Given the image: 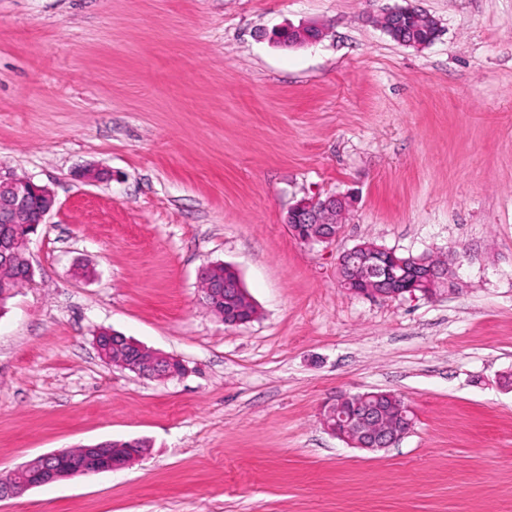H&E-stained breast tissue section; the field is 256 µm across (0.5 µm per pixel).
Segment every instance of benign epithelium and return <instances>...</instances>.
Wrapping results in <instances>:
<instances>
[{"instance_id": "benign-epithelium-1", "label": "benign epithelium", "mask_w": 512, "mask_h": 512, "mask_svg": "<svg viewBox=\"0 0 512 512\" xmlns=\"http://www.w3.org/2000/svg\"><path fill=\"white\" fill-rule=\"evenodd\" d=\"M380 26L398 42L424 48L434 43L442 33L439 21L413 7H392L379 19ZM427 24L430 40L416 37L402 38L400 33L413 30L414 24ZM278 42L312 44L320 40L322 30L309 27H288L279 30ZM355 199L348 194H331L325 197L304 198L298 201L287 215L292 235L308 245L330 243L339 236L342 215ZM54 191L27 177L0 173V268L23 261L22 282L33 281L34 269L26 257L31 237L18 232V225L39 227L57 207ZM339 283L350 293L371 298H399L407 294L434 297L448 286L457 275L461 263L457 259L434 258L429 255H408L403 259L395 251L374 243H359L343 251L337 259ZM200 299L208 309L223 308L221 321L228 327L245 325L256 318L253 303L240 281L229 275H213L210 265L199 270ZM97 352L114 349L121 352L118 367L143 378L169 381L183 377L187 372L184 361L174 366L176 357L144 345L108 329H99L94 336ZM324 429L350 447L369 452L389 448L408 435L413 427V415L405 402L398 404V412L373 401L353 399L343 395L327 403L321 414ZM109 449V442L84 445L81 454L73 459L65 471L53 465V459L67 456L70 450L35 456L7 477L0 478V499L18 496L23 492L54 482L90 476L101 472L100 459Z\"/></svg>"}]
</instances>
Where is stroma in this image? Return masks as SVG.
<instances>
[{"label": "stroma", "mask_w": 512, "mask_h": 512, "mask_svg": "<svg viewBox=\"0 0 512 512\" xmlns=\"http://www.w3.org/2000/svg\"><path fill=\"white\" fill-rule=\"evenodd\" d=\"M393 6L442 35L394 41L377 22ZM286 25L323 36L285 48ZM88 165L110 178L77 181ZM0 171L59 201L0 309V476L151 444L0 512H512V0H0ZM345 192L336 241L292 236L296 202ZM367 240L460 250L457 290L344 292L336 260ZM213 263L254 321L200 303ZM101 328L187 374L106 364ZM372 389L415 414L377 453L320 422ZM130 442L131 440H126V441H122V440H113L112 441V454H109L107 456H105L101 462V465L103 468L105 469H112V464L114 465L115 463V456L118 455V454H121V453H125V452H128V449H130V455L131 457H129L121 466H117V467H114L112 470H119V469H123V468H126L130 465H132L133 463H135L136 461H138L140 458L144 457L145 455L148 454V451H149V448H147L146 446H144L142 443H146L145 441H135L133 442V444H136L138 445L137 448H130Z\"/></svg>", "instance_id": "1"}]
</instances>
